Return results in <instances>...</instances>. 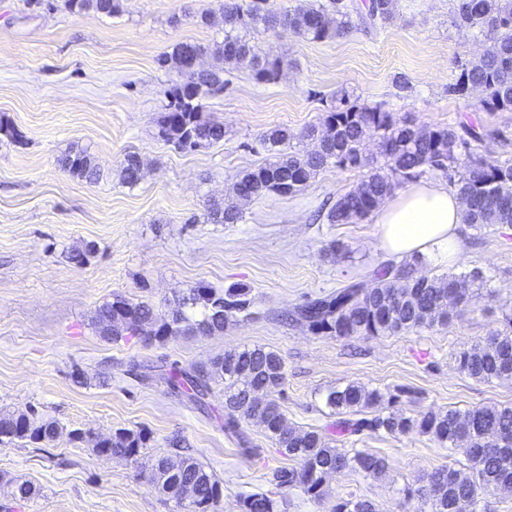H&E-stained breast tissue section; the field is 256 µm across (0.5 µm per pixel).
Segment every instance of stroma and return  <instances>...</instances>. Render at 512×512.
Segmentation results:
<instances>
[{
  "mask_svg": "<svg viewBox=\"0 0 512 512\" xmlns=\"http://www.w3.org/2000/svg\"><path fill=\"white\" fill-rule=\"evenodd\" d=\"M217 7V0H121L120 13L108 16L69 12L63 0L46 7L0 0V414L32 406L60 425L42 447L0 444V512H171L148 469L96 454L92 442L73 440L75 429L98 436L145 430L153 457L171 453L172 439H180L220 480L221 512H240L248 494L273 492L274 470L291 461L256 425L245 427L256 446L250 455L225 435L222 385L213 384L203 412L171 395L160 377L234 348L261 346L283 358L280 403L291 427L333 423L325 395L351 382L385 395L406 388L409 415L512 406V383L471 378L456 361L491 332L512 328L505 320L512 311V226H463L455 260L421 266L428 276L477 269L485 278L447 326L336 339L282 314L351 281L371 286L374 270L388 262L373 218L330 224L317 217L360 183L361 171L327 168L296 195L241 202L236 224L203 218L209 200L232 197L240 171L268 159L263 132H300L343 93L363 106L410 113L420 126L476 125L488 135L482 154L512 160V111L485 112L476 95L448 92L459 64L484 49L483 37L453 26V0H397L391 21L340 39L256 37L257 54L285 58L280 80L261 86L245 66H227L228 86L206 102L224 124L223 140L181 150L158 135L177 79L158 59L179 42L222 40L223 23L201 27L185 16ZM175 14L183 18L176 27ZM401 78L407 90L398 88ZM73 149L90 154L98 180L60 167ZM129 152L143 163L132 186L120 176ZM88 243L95 250L86 263H70L71 251ZM333 243L339 251H330ZM200 283L247 285L253 318L209 336L150 345L99 336L96 311L113 297L164 313ZM79 373L85 383L75 382ZM340 443L385 457L387 472L332 477V496L323 501L291 490L286 512H331L339 498L372 500L379 512H414L406 488L457 459L417 432L346 435ZM22 482L37 495L15 499Z\"/></svg>",
  "mask_w": 512,
  "mask_h": 512,
  "instance_id": "stroma-1",
  "label": "stroma"
}]
</instances>
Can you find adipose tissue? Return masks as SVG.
Segmentation results:
<instances>
[{
	"instance_id": "ef3b65f1",
	"label": "adipose tissue",
	"mask_w": 512,
	"mask_h": 512,
	"mask_svg": "<svg viewBox=\"0 0 512 512\" xmlns=\"http://www.w3.org/2000/svg\"><path fill=\"white\" fill-rule=\"evenodd\" d=\"M464 207L456 190L425 181L394 192L375 212L381 243L398 259L415 254L456 257Z\"/></svg>"
}]
</instances>
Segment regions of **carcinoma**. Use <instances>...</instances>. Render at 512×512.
Returning <instances> with one entry per match:
<instances>
[{
    "label": "carcinoma",
    "mask_w": 512,
    "mask_h": 512,
    "mask_svg": "<svg viewBox=\"0 0 512 512\" xmlns=\"http://www.w3.org/2000/svg\"><path fill=\"white\" fill-rule=\"evenodd\" d=\"M395 0H371L367 16L353 20L356 8L345 0L314 3L298 0L285 12L251 2H221L224 39L207 49L180 42L158 59L160 67L177 68L191 58L193 68L181 73L183 81L172 85L162 116L159 135L175 147L186 150L216 143L224 138V124L204 112V100L224 90V65L245 64L259 84H273L280 76L283 60L260 58L253 53L247 34L278 30L293 32L309 40L340 38L356 23L390 21ZM72 13L90 9L108 15L120 13V0H65ZM452 22L458 27L494 37L480 56L460 66L448 91L465 96L482 89L478 100L485 112L512 111V0H458ZM318 139L321 153L286 151L293 139ZM372 140L376 152L366 153ZM484 134L473 127L458 132L452 127H419L407 116L379 108L360 106L346 95L311 125L295 134L286 127L266 130L261 143L270 158L261 166L244 170L236 177L235 195L240 199L268 192L288 196L304 190L318 171L328 167L364 172L360 184L341 194L327 213L330 224H350L377 210L400 183L414 181L428 172L448 178L465 206L463 221L481 229L512 225V165L477 152ZM62 168L73 176L94 180L97 167L84 150L70 151L61 159ZM140 160L134 153L125 156L122 181L134 185L140 177ZM213 224H236L241 212L232 202H213L207 207ZM425 257L417 254L399 264L388 262L373 274L370 288L351 282L342 288L310 297L289 313L292 322L322 336L394 335L418 328L445 326L452 311L464 307L470 298L468 286L484 284L479 271L466 275L450 273L441 277H421L418 266ZM250 288L232 285L219 292L203 283L189 289L168 313L160 314L143 302L121 296L102 304L97 312L100 336L118 342L137 338L148 345L172 335L208 336L224 331V325L248 314ZM459 367L468 376L484 380L512 382V335L494 331L483 344L460 353ZM171 392L184 396L198 408L212 383L224 382V431L247 443L242 433L245 423L259 425L280 452L295 461L273 474L281 491L299 489L314 500L329 496L326 476L362 472L378 478L386 473V460L376 454L351 452L333 445V435H360L364 432L402 435L417 431L455 449L469 463L468 470L442 466L427 473L417 489L420 506L415 512H456V503L473 494H485L503 484H512V406L487 405L465 412L429 410L416 416L400 408L409 391L400 388L384 397L377 390L349 383L327 391L325 405L340 419L325 429H295L285 425L279 402L285 380L283 358L263 347L245 346L224 352L192 372H171L164 377ZM264 388L269 399L254 401L256 390ZM387 407L371 416L367 410ZM59 423L33 411H17L0 416V443L25 440L32 445L51 441ZM150 437L142 430L119 429L98 437L94 451L138 461ZM150 482L174 512H220L222 486L214 475L192 455L176 451L151 459ZM196 495L188 500V485ZM283 499L266 493H252L241 501L242 512H283ZM333 512H378L369 499H342Z\"/></svg>",
    "instance_id": "obj_1"
}]
</instances>
